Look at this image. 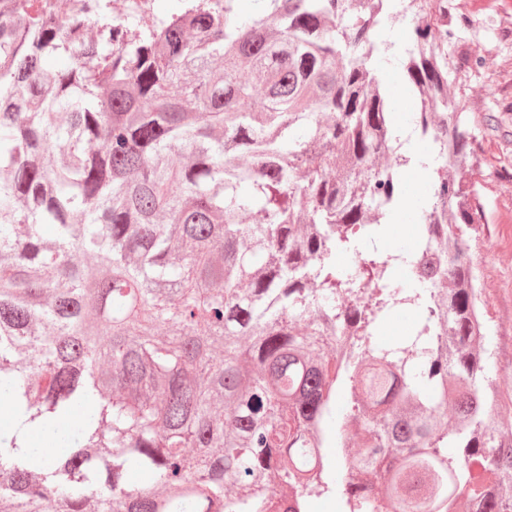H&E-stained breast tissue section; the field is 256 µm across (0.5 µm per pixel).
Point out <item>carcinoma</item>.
<instances>
[{
	"mask_svg": "<svg viewBox=\"0 0 512 512\" xmlns=\"http://www.w3.org/2000/svg\"><path fill=\"white\" fill-rule=\"evenodd\" d=\"M179 2L0 0V391L85 409L63 459L0 436V512H512L453 0L402 10L441 162L410 252L376 246L412 162L374 65L397 0ZM414 324V316L407 310H401L392 315V317L380 328L373 342L376 346H386L392 343L396 338L404 336L410 331Z\"/></svg>",
	"mask_w": 512,
	"mask_h": 512,
	"instance_id": "carcinoma-1",
	"label": "carcinoma"
}]
</instances>
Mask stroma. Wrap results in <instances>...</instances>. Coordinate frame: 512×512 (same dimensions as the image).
Segmentation results:
<instances>
[{"mask_svg": "<svg viewBox=\"0 0 512 512\" xmlns=\"http://www.w3.org/2000/svg\"><path fill=\"white\" fill-rule=\"evenodd\" d=\"M448 23V62L478 60V67L450 79L448 92L470 107L468 127L482 143L473 181L482 208L470 230L476 274L492 336L493 372L506 407L504 430L512 433V0H455ZM409 211L405 223L390 227L381 248L407 250L417 244L413 209L427 183L401 176Z\"/></svg>", "mask_w": 512, "mask_h": 512, "instance_id": "1", "label": "stroma"}]
</instances>
